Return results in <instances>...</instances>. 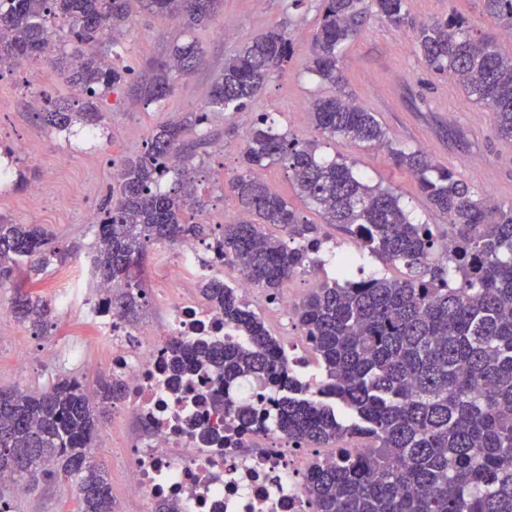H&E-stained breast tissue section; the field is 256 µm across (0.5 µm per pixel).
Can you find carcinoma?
<instances>
[{
    "mask_svg": "<svg viewBox=\"0 0 512 512\" xmlns=\"http://www.w3.org/2000/svg\"><path fill=\"white\" fill-rule=\"evenodd\" d=\"M131 0H0V66L37 58L46 50L48 22L65 21L72 50L51 59L76 101L49 100L41 117L63 132L79 123L98 129L99 93L131 78L101 55L84 49L103 27L119 30ZM153 14L190 26L211 21L221 0H138ZM488 15L512 30V0H484ZM400 28L406 0H321L309 70L333 86L345 45L368 14ZM417 48L435 73H449L469 96L494 112L500 135L512 139V58L501 56L459 14L423 23ZM292 46L277 27L224 62L205 110L155 127L145 149L121 164L97 221L94 264L108 285L112 307L137 319L140 284L133 270L156 242L204 241L210 225L195 183L196 153L183 146L184 129L208 112L243 109L271 75L288 65ZM203 62L193 43L178 45L140 88L149 102L170 95L174 75ZM315 126L388 150L394 165L417 177L430 208L446 218L455 243L448 265L432 259L438 236L414 221L389 187L371 185L345 161H322L315 146L279 130L267 112L244 137L241 171L227 184L240 218L223 226L216 242L242 274L275 293L300 270L317 263L319 225L255 176L279 164L298 195L323 223L350 234L367 251L405 269V278L338 274L294 308L314 344L322 372L316 383L288 384L276 427L288 439L326 448L346 437L367 439L363 452L336 449V462L310 470L309 512H512V208L475 195L471 186L438 167L420 150L393 145L375 115L344 94L315 100ZM275 226L288 241L266 232ZM65 253L40 228L0 219V282L26 262L38 274ZM212 305L235 325L243 344L216 339L170 345V381L178 385L211 371L229 388L241 378L278 381L280 344L261 318L224 281L202 286ZM18 322L42 332L49 303L28 293L12 299ZM123 384L111 377L89 394L76 377L59 376L49 389L0 390V474L62 475L79 488L80 512H114L112 490L97 466H88L98 409L112 405Z\"/></svg>",
    "mask_w": 512,
    "mask_h": 512,
    "instance_id": "1",
    "label": "carcinoma"
}]
</instances>
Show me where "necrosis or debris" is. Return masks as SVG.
I'll return each mask as SVG.
<instances>
[{
	"mask_svg": "<svg viewBox=\"0 0 512 512\" xmlns=\"http://www.w3.org/2000/svg\"><path fill=\"white\" fill-rule=\"evenodd\" d=\"M154 275L178 287L162 326L129 331L102 287L82 305L97 336L112 344L108 369L124 385L116 406L142 428L130 450L127 496L167 503L175 512H308L306 476L335 455L283 437L272 421L282 390L237 383L225 395L227 405L251 404L256 417L247 425L234 423L196 398L201 388L214 385L213 375L200 371L172 388L166 357V345L174 340L190 344L209 336L240 342L235 327L201 294L198 285L205 280L229 277L244 301L281 324L290 319L291 295L268 293L233 271L212 240L182 244L174 260L155 268Z\"/></svg>",
	"mask_w": 512,
	"mask_h": 512,
	"instance_id": "1",
	"label": "necrosis or debris"
}]
</instances>
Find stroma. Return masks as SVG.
I'll use <instances>...</instances> for the list:
<instances>
[{
  "instance_id": "35a3bbf8",
  "label": "stroma",
  "mask_w": 512,
  "mask_h": 512,
  "mask_svg": "<svg viewBox=\"0 0 512 512\" xmlns=\"http://www.w3.org/2000/svg\"><path fill=\"white\" fill-rule=\"evenodd\" d=\"M320 8V0H223L212 23L189 27L133 7L127 31L118 35L116 42L102 44L103 50H117L115 64L129 67L133 76L102 103L104 120L92 139L65 137L38 118L37 101L77 96L76 90L43 59H34L25 69L1 73L0 152L15 139H26L31 154L18 158L17 168L24 172L28 183L48 181L54 183L55 190L34 203L28 199L25 187L13 189L0 196V218L14 224L40 225L54 245L66 251L67 266L91 258L97 229L90 218L108 194L122 161L142 150L156 125L200 111L225 59L273 27L285 31L292 42L294 54L288 66L271 76L248 108L210 113L207 124L188 127L184 134L185 143L199 147L196 179L200 191L208 197L203 221H211L224 210L236 211L237 202L228 192L226 181L240 169L239 143L256 116L270 112L290 136L315 142L318 156L353 164L370 184L392 188L417 221L432 225L440 237L450 236L446 219L429 208L416 178L394 167L385 151L342 137L330 138L316 129L311 118L314 99L334 95L338 90L374 112L394 146L428 153L437 165L471 183L477 196L505 209L512 207V140L500 136L493 112L468 97L454 79L429 70L413 37L414 26L456 12L467 17L478 32L493 36L501 55L512 57V36L485 14L484 0H407L409 24L400 29L377 17H367L359 34L345 47L341 64L344 82L338 89L323 84L308 70ZM217 26L223 27V38L214 37ZM192 41L203 49L204 65L191 76L178 79L165 102L146 103L140 93L141 83L152 77L158 63L169 59L173 46ZM473 158L481 159L479 169L470 167ZM264 178L307 220L321 224L322 259L355 248L349 234L322 224L314 207L299 198L283 166L268 167ZM175 250V244L168 242L149 247L144 267L136 274L147 300L139 321L158 325L165 321L167 300L149 269L159 257L173 255ZM53 275L50 269L36 277L21 270L0 285L2 389L39 391L59 375L78 377L92 389L105 374L111 346L94 335L80 313L84 299L93 293L89 284L82 282L71 288L68 324H53L45 335H35L14 318L11 302L15 290L53 300ZM75 341L84 343L96 370L83 368L71 357L69 347ZM50 345L55 348L51 359L43 353ZM21 353L28 356V364L22 369L15 364ZM136 433L133 422L111 411L101 419L92 444L93 456L106 470L116 512H150L145 504L124 495L127 459L122 450ZM0 496L9 500L13 512H78L76 484L50 476L20 493L9 485L1 487Z\"/></svg>"
}]
</instances>
